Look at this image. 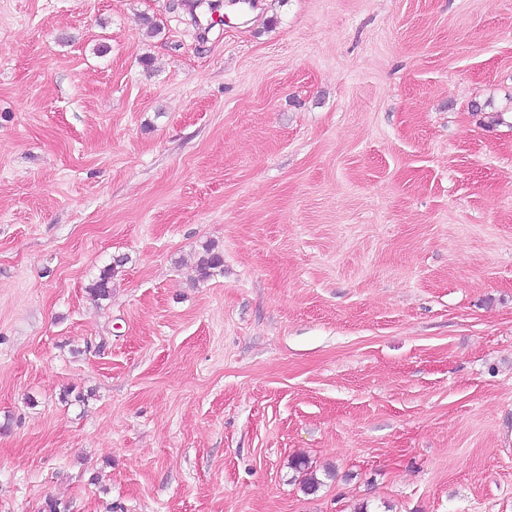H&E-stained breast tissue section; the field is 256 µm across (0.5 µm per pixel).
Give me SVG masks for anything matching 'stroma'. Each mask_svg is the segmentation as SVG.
<instances>
[{
	"label": "stroma",
	"mask_w": 512,
	"mask_h": 512,
	"mask_svg": "<svg viewBox=\"0 0 512 512\" xmlns=\"http://www.w3.org/2000/svg\"><path fill=\"white\" fill-rule=\"evenodd\" d=\"M169 2L0 0V512H512V0ZM223 263V255L215 245L212 243L205 244L196 265L199 278L207 279L213 276L215 272H221L224 266ZM127 260L124 256H115L113 261L99 270V274L92 280L89 286L90 293L98 300L109 299L112 294V278L118 268Z\"/></svg>",
	"instance_id": "35a3bbf8"
}]
</instances>
